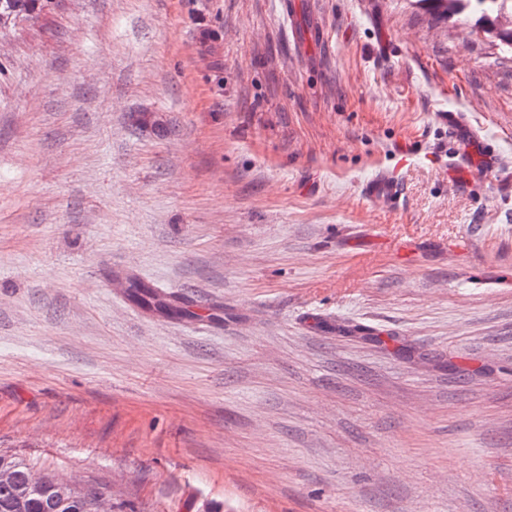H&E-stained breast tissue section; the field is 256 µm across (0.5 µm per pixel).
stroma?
<instances>
[{"label": "stroma", "mask_w": 512, "mask_h": 512, "mask_svg": "<svg viewBox=\"0 0 512 512\" xmlns=\"http://www.w3.org/2000/svg\"><path fill=\"white\" fill-rule=\"evenodd\" d=\"M0 451L124 512H512V51L419 0L1 40ZM362 190L367 198L386 207H395L400 199L399 183L394 174H380L367 181Z\"/></svg>", "instance_id": "35a3bbf8"}]
</instances>
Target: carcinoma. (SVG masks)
<instances>
[{
	"instance_id": "obj_1",
	"label": "carcinoma",
	"mask_w": 512,
	"mask_h": 512,
	"mask_svg": "<svg viewBox=\"0 0 512 512\" xmlns=\"http://www.w3.org/2000/svg\"><path fill=\"white\" fill-rule=\"evenodd\" d=\"M439 18L474 15L477 22L494 28L502 15H512V0H418ZM51 0H0V29L8 30L38 18ZM9 477L0 479V512H98L96 500L102 491L76 487L55 476L43 475V482H31L33 468L22 459L0 455V469Z\"/></svg>"
}]
</instances>
